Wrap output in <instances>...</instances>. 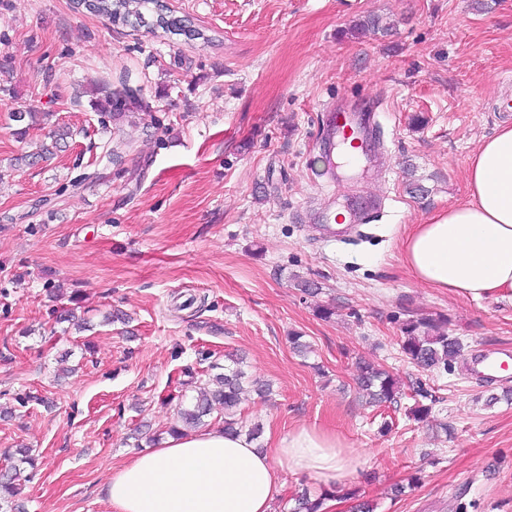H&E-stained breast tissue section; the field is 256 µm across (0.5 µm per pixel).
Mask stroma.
Returning a JSON list of instances; mask_svg holds the SVG:
<instances>
[{
	"mask_svg": "<svg viewBox=\"0 0 512 512\" xmlns=\"http://www.w3.org/2000/svg\"><path fill=\"white\" fill-rule=\"evenodd\" d=\"M166 4L200 38L73 0H0V471L32 449L26 512H113L107 473L135 456L134 428L174 423L191 393L179 375L202 352L239 354L272 382L271 400L240 406L259 445L336 431L352 456L337 493L375 512H512L502 384L401 350L403 322L421 316L463 353L512 347V294L425 287L400 251L410 225L465 199L469 157L512 123L497 109L512 96V0ZM370 16L383 30L357 33ZM123 89L145 104L139 119L103 111ZM343 102L375 108L381 155L332 179L319 129ZM19 111L36 118L11 121ZM57 125L73 136L52 161L9 169ZM336 211L361 235L322 242L314 225ZM74 307L86 328L58 323ZM362 358L400 380L396 402L360 398ZM420 386L434 400L417 421Z\"/></svg>",
	"mask_w": 512,
	"mask_h": 512,
	"instance_id": "stroma-1",
	"label": "stroma"
}]
</instances>
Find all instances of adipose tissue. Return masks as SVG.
<instances>
[{
    "instance_id": "1",
    "label": "adipose tissue",
    "mask_w": 512,
    "mask_h": 512,
    "mask_svg": "<svg viewBox=\"0 0 512 512\" xmlns=\"http://www.w3.org/2000/svg\"><path fill=\"white\" fill-rule=\"evenodd\" d=\"M465 202L415 224L401 240L403 262L429 288L473 299L512 293V125L471 156ZM349 458L335 433L301 427L260 448L242 435L198 429L169 436L113 472V512H273L282 470L331 485Z\"/></svg>"
}]
</instances>
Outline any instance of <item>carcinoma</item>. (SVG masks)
Wrapping results in <instances>:
<instances>
[{
    "label": "carcinoma",
    "instance_id": "obj_1",
    "mask_svg": "<svg viewBox=\"0 0 512 512\" xmlns=\"http://www.w3.org/2000/svg\"><path fill=\"white\" fill-rule=\"evenodd\" d=\"M88 9L109 18L114 23H122L133 28L160 29L172 36L200 35L199 31L190 26L187 17L177 16L171 10H164L159 0H90ZM401 332L405 334L402 353L410 362L421 368L446 370L460 356L462 346L459 340L438 331V326L431 318L409 319L402 324ZM359 384L373 403L391 402L400 393V382L394 375L366 362L361 366ZM247 391L261 398L271 395L269 383L257 379L245 382V372L240 366V361L235 359L233 365L224 366V372L208 378L188 402L180 403L179 424L171 427L170 432L200 427L203 419L211 415L217 406L224 411V431L239 432L238 422L233 416L242 403L243 394ZM20 475L21 472L18 470L12 475H0V512H23L20 504L15 501L19 494ZM294 501L295 506L291 512H320L324 503L321 497L311 498L306 490L295 496Z\"/></svg>",
    "mask_w": 512,
    "mask_h": 512
}]
</instances>
